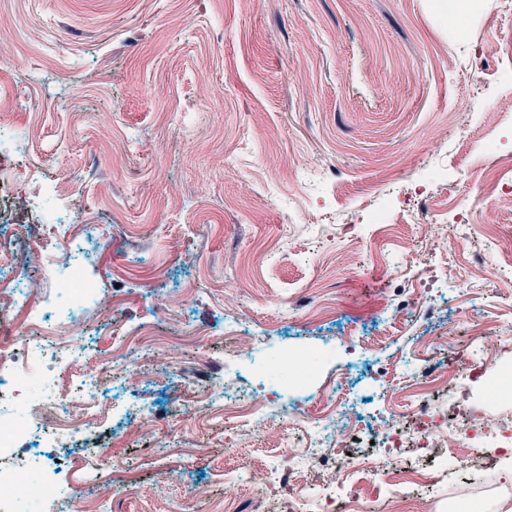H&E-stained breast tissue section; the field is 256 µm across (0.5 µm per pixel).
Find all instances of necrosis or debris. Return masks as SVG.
<instances>
[{
    "mask_svg": "<svg viewBox=\"0 0 512 512\" xmlns=\"http://www.w3.org/2000/svg\"><path fill=\"white\" fill-rule=\"evenodd\" d=\"M16 142L0 136V185L14 189L16 199L34 210L37 224L55 227L52 238H35L40 249L52 248L69 257L66 275L54 267L40 269L49 292L58 302H29L17 306V283L31 274L21 261L0 268V306L20 307V316L0 318V512H18L14 489L26 484L31 504L45 512H70L71 499L62 493L57 474L50 468L64 443L63 431L80 433L99 424L97 408L103 390L111 384L131 379L135 340L151 336L149 326H141L135 338L112 345L96 369L85 368L86 349L72 343L70 324L95 306L96 281L87 275L79 258L86 251L111 249V239L103 237L98 225L79 219L57 222L56 216L67 208L69 200L37 170L16 165ZM497 351L484 349L474 355L467 347L458 348L455 362L448 369L426 375L417 382L403 384L380 374V386L390 401L405 404L415 425L395 424L376 427L361 414L344 378H337L335 390L316 409H300L283 441L288 452L282 457L280 471L267 475L256 487V496L248 502H234L230 512H264L266 504L277 499L282 512H368L362 482L377 484L389 506L388 512H402L401 502L412 490L423 486L427 473L441 471L452 464L448 477L458 492L474 495L476 485L466 478V470L475 465L496 466L498 458L512 454V421L491 417L488 405L502 398V384L512 385V372L501 369ZM68 370L65 381L55 382V368ZM491 378L480 400L473 401L465 390L471 384ZM460 391L456 416L436 410L431 403L435 391L443 388ZM205 403L223 402L225 417L240 423H261L279 418L277 390L257 394L244 392L227 397L223 382L212 380L199 390ZM77 403L80 414L71 418L70 403ZM452 446L447 462H440L432 451ZM300 447L294 455L292 447ZM326 462L336 472L328 485L310 483L292 487L291 477L299 456ZM72 489L83 494L84 512H102L100 498L87 495L95 483L111 487L113 493L131 494L132 475L120 465L106 467L76 459L68 467Z\"/></svg>",
    "mask_w": 512,
    "mask_h": 512,
    "instance_id": "1",
    "label": "necrosis or debris"
}]
</instances>
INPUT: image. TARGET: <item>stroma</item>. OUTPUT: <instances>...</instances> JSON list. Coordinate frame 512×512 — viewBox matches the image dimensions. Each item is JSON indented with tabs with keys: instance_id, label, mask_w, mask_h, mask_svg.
Masks as SVG:
<instances>
[{
	"instance_id": "35a3bbf8",
	"label": "stroma",
	"mask_w": 512,
	"mask_h": 512,
	"mask_svg": "<svg viewBox=\"0 0 512 512\" xmlns=\"http://www.w3.org/2000/svg\"><path fill=\"white\" fill-rule=\"evenodd\" d=\"M479 2L451 29L432 0H0V64L27 54L41 79L9 118L25 164L73 188L124 264L152 270L120 310L103 267L90 326V366L138 322L157 339L126 416L101 407L109 463L138 477L121 498L97 487L112 512H221L253 492L225 472L278 464L283 424L234 430L192 389L202 360L241 351L221 378L245 391L252 364L283 374L292 349L348 332L411 378L476 324H512V271L478 265L483 229L456 221L498 165L483 142L512 152V0ZM388 202L410 219L380 253L345 240ZM240 319L246 335L225 340ZM186 330L198 346L171 344Z\"/></svg>"
}]
</instances>
